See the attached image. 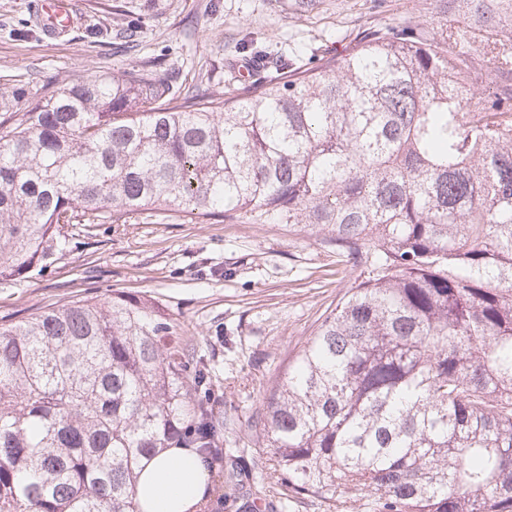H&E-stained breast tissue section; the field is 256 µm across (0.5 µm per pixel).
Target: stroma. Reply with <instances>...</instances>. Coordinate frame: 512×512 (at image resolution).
Returning a JSON list of instances; mask_svg holds the SVG:
<instances>
[{
	"mask_svg": "<svg viewBox=\"0 0 512 512\" xmlns=\"http://www.w3.org/2000/svg\"><path fill=\"white\" fill-rule=\"evenodd\" d=\"M72 19L43 29L41 0H0V84L26 89L25 103L52 80L117 75L158 61L188 83L221 93L241 84L240 64L266 56L307 68L343 55L365 29L418 16L431 24L430 0H72ZM136 31L139 47L111 50ZM363 267L335 243L282 224H199L144 212L123 224L81 233L43 275L0 284V323L40 308L125 292L163 307L181 339L214 370L224 414L233 486L210 479L220 512H328L307 497L281 506L258 484L263 398L335 308Z\"/></svg>",
	"mask_w": 512,
	"mask_h": 512,
	"instance_id": "1",
	"label": "stroma"
}]
</instances>
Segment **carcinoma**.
<instances>
[{"label":"carcinoma","mask_w":512,"mask_h":512,"mask_svg":"<svg viewBox=\"0 0 512 512\" xmlns=\"http://www.w3.org/2000/svg\"><path fill=\"white\" fill-rule=\"evenodd\" d=\"M434 2L437 33L378 27L229 97L151 61L0 120V282L145 211L301 226L368 265L265 397L261 481L287 500L512 512V0ZM191 361L122 292L1 324L0 512H136L172 443L224 476Z\"/></svg>","instance_id":"1"}]
</instances>
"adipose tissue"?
I'll return each instance as SVG.
<instances>
[{"instance_id": "obj_1", "label": "adipose tissue", "mask_w": 512, "mask_h": 512, "mask_svg": "<svg viewBox=\"0 0 512 512\" xmlns=\"http://www.w3.org/2000/svg\"><path fill=\"white\" fill-rule=\"evenodd\" d=\"M208 471L195 449L171 447L143 468L134 490L137 512H205Z\"/></svg>"}]
</instances>
